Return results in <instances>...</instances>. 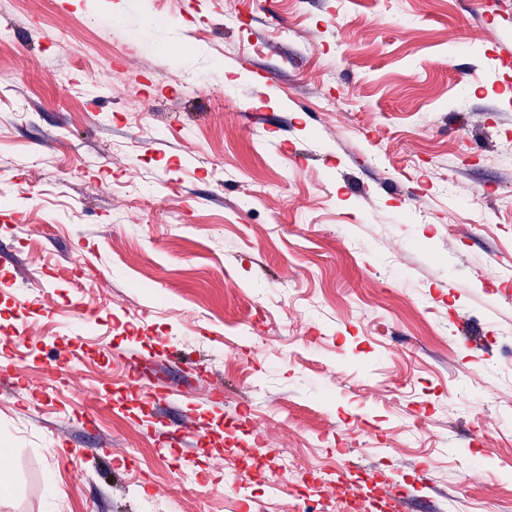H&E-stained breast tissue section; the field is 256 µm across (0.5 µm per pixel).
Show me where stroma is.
Instances as JSON below:
<instances>
[{
	"label": "stroma",
	"instance_id": "1",
	"mask_svg": "<svg viewBox=\"0 0 512 512\" xmlns=\"http://www.w3.org/2000/svg\"><path fill=\"white\" fill-rule=\"evenodd\" d=\"M503 47L512 0H0V512H301L228 453L512 512ZM159 424L167 442L174 446H181L187 439H194L199 443L205 437L203 430L187 423L174 424L172 421H160Z\"/></svg>",
	"mask_w": 512,
	"mask_h": 512
}]
</instances>
